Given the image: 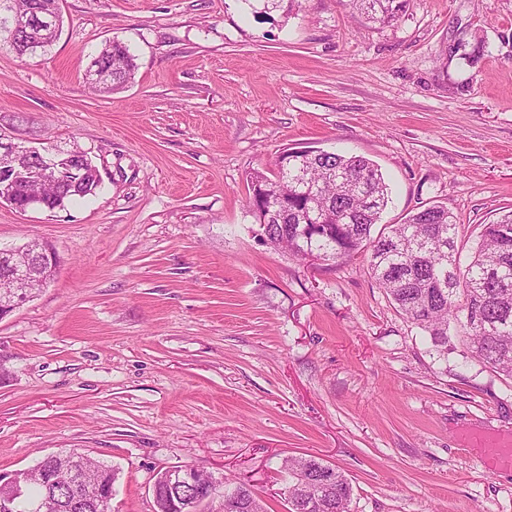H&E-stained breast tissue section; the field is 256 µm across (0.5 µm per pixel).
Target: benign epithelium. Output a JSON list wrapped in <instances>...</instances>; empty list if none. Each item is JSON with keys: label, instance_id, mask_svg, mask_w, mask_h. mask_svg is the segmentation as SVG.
Masks as SVG:
<instances>
[{"label": "benign epithelium", "instance_id": "7a95c632", "mask_svg": "<svg viewBox=\"0 0 512 512\" xmlns=\"http://www.w3.org/2000/svg\"><path fill=\"white\" fill-rule=\"evenodd\" d=\"M59 4L44 6L37 2L33 12L27 14L12 13L10 27L7 30L8 41L38 24L42 28V38L30 41L25 47L29 56L36 55L44 46L60 37L62 26L58 11ZM85 79L87 83L99 86L106 91L112 87V67L100 68L89 66ZM70 174L58 158V153L41 142L37 146H25L12 141H3L0 136V203H8L13 208L25 212L29 209H39L43 202L34 196L29 197L23 204L16 202V189L20 184L32 181L61 182ZM59 261L54 251L47 245L39 251L32 252L27 246H0V279L9 281L11 291L0 295V320L12 313L16 308L33 297L30 282L37 277L42 284H48L54 277ZM56 455L49 454L37 464L44 473L45 484L51 488L62 484L69 488L73 496L72 504L79 507L86 493L94 492L99 498L112 497V481L108 467H103L95 473L88 472L79 459H71L61 467H53ZM30 470L0 472V509L6 510L18 499L25 497L28 488ZM196 482V467L186 466L168 471L161 482L154 483V488L163 484L172 490L192 486Z\"/></svg>", "mask_w": 512, "mask_h": 512}]
</instances>
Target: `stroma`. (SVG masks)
<instances>
[{"mask_svg":"<svg viewBox=\"0 0 512 512\" xmlns=\"http://www.w3.org/2000/svg\"><path fill=\"white\" fill-rule=\"evenodd\" d=\"M44 54L0 48V134L79 146L84 201L0 205L53 279L0 320V471L78 450L112 465V512H154L158 472L197 466L286 512V457L343 471L351 512H512V472L461 450L512 431V379L438 360L366 257L306 264L259 238L247 176L311 147L379 166L386 224L444 205L471 248L512 208V0H410L391 26L339 0H62ZM125 88L84 72L108 41ZM111 44V43H110ZM112 62L107 68L90 65L85 79L88 84L99 86L102 90L115 91L123 88L134 79L137 69L135 55L122 42L112 41Z\"/></svg>","mask_w":512,"mask_h":512,"instance_id":"35a3bbf8","label":"stroma"}]
</instances>
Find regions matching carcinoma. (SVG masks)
Wrapping results in <instances>:
<instances>
[{
    "instance_id": "carcinoma-1",
    "label": "carcinoma",
    "mask_w": 512,
    "mask_h": 512,
    "mask_svg": "<svg viewBox=\"0 0 512 512\" xmlns=\"http://www.w3.org/2000/svg\"><path fill=\"white\" fill-rule=\"evenodd\" d=\"M34 0H0V30L9 11L25 12ZM409 0H342V5L365 19L391 25ZM99 52L112 56V90L134 79L135 55L122 42ZM288 165L277 158V173H250L248 189H264L266 204L276 219L269 236L301 262L309 254L342 263L359 252H370L369 268L378 287L410 320L426 332L437 357L448 360L450 324L460 328L470 356L512 377V211L483 225L480 240L467 264H461L460 223L443 206H429L401 224L374 231L389 202L387 184L378 167L362 156L314 148L288 153ZM89 174L83 183L35 186L43 208L54 210L65 196L73 202L95 194ZM295 477L305 468L321 470L323 483L313 477L289 512H349L352 486L339 469L315 457L284 460ZM47 495L39 478L29 481L26 498L12 512H27L31 502Z\"/></svg>"
}]
</instances>
